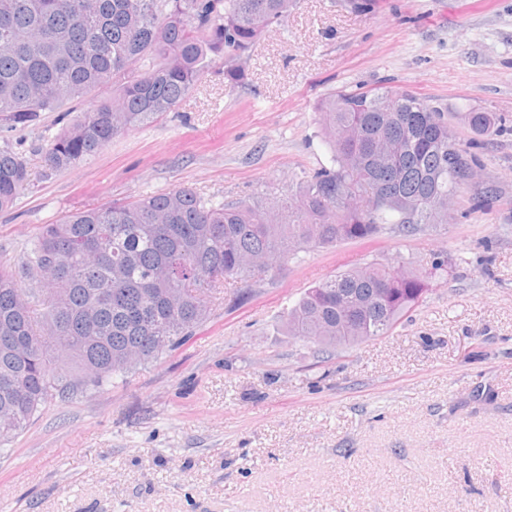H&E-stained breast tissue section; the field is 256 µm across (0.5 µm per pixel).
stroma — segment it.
<instances>
[{
    "label": "stroma",
    "mask_w": 512,
    "mask_h": 512,
    "mask_svg": "<svg viewBox=\"0 0 512 512\" xmlns=\"http://www.w3.org/2000/svg\"><path fill=\"white\" fill-rule=\"evenodd\" d=\"M380 86L476 145L481 177L448 223L213 290L174 350L56 401L0 452V512H512V0H296L243 82L211 57L175 111L63 171L43 151L69 113L0 131L29 167L0 211V265L64 215L179 186L215 203L285 196L331 164L319 102ZM474 111L501 126L475 135ZM397 260L448 272L388 335L325 352L286 335L308 288Z\"/></svg>",
    "instance_id": "1"
}]
</instances>
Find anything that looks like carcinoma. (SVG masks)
I'll use <instances>...</instances> for the list:
<instances>
[{
    "label": "carcinoma",
    "mask_w": 512,
    "mask_h": 512,
    "mask_svg": "<svg viewBox=\"0 0 512 512\" xmlns=\"http://www.w3.org/2000/svg\"><path fill=\"white\" fill-rule=\"evenodd\" d=\"M295 0H0V125L27 128L43 112L114 81L118 94L50 140L61 171L120 134L175 110L210 56L238 83L257 42ZM149 60V65L138 64ZM320 115L332 164L295 197L214 205L178 187L44 225L18 267L0 269V447L54 400L86 393L148 364L209 318L205 291L246 281L302 250L369 241L391 226L410 236L446 224L475 176L476 157L444 113L408 91H338ZM476 134L492 112H470ZM25 158L0 148V211L27 180ZM371 263L309 288L288 311L287 335L321 350L388 334L429 280ZM383 288L386 303L354 300Z\"/></svg>",
    "instance_id": "cac0c4a2"
}]
</instances>
